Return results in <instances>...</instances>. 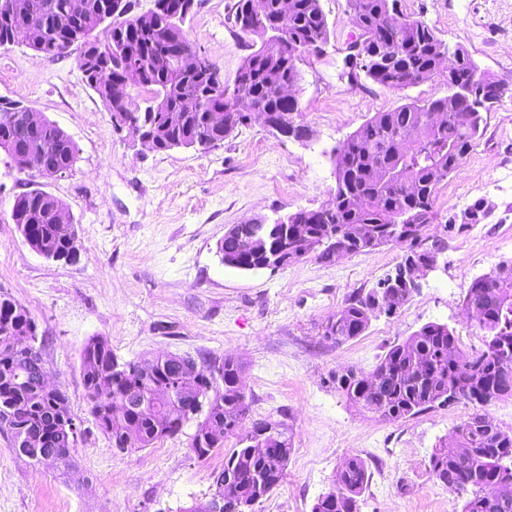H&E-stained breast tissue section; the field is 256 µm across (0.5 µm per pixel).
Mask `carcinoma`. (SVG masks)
<instances>
[{
    "instance_id": "obj_1",
    "label": "carcinoma",
    "mask_w": 512,
    "mask_h": 512,
    "mask_svg": "<svg viewBox=\"0 0 512 512\" xmlns=\"http://www.w3.org/2000/svg\"><path fill=\"white\" fill-rule=\"evenodd\" d=\"M112 0H84L78 69L91 78L106 74L110 86L93 90L111 116H128L165 146L190 148L201 138L221 143L243 122L235 117L239 102L277 119L303 118L294 95L282 93L299 79L297 63L318 55L330 40L321 0H235L228 20L247 17L241 33L259 45L244 60L232 84L224 83L218 67L191 71L176 54L194 53L184 24L183 0H166L161 11L132 13L125 0L104 24L102 13ZM399 0H347L353 24L360 31L359 67L367 78L388 89L403 90L445 76L448 94L435 100H411L388 112H377L333 153L336 186L318 209L284 217L274 235H288L301 244L296 260L311 257L324 264L340 259L331 240L347 255L395 244L404 249L403 266H431L444 241L422 246L436 219L439 185L456 171L482 135L484 113L508 91L481 71L463 48L443 74L448 45L419 18L398 24ZM17 43L50 58L66 55L75 22L71 0H20ZM107 44L113 53H97ZM140 79L149 97L137 103L129 93L112 97V86L124 82L128 68ZM224 108L228 128L214 127L207 113L192 110L186 101ZM20 102L0 98V149L19 163L24 155L42 154L41 176L70 170L76 162L75 142L53 122L32 125ZM61 202L40 187L16 196L12 206L28 245L65 260L75 261L74 224L61 222ZM486 217L480 202L448 218L452 230L463 231ZM252 224H236L218 245L224 265L250 271L259 261L269 233ZM411 298L400 288L358 291L345 300L323 327V336L336 344L356 339L373 315L395 312ZM476 309L487 332L484 348L466 353L445 323L423 325L401 342L389 344L373 369H346L332 376L336 390L356 409L389 421L410 418L448 402L468 400L475 408L456 427V449L443 441L429 459L431 475L456 495L455 512H512V432L502 430L485 411L489 403L512 397V262L475 278L464 298ZM38 326L15 300L0 296V432L14 439L34 440L31 448H17L38 463L65 469L72 465L71 449L79 435L68 429V397L59 389L44 390L35 380L34 357L41 354L34 339ZM147 376L126 370L109 342L90 338L81 351V373L90 413L120 450L147 448L182 432L198 419L189 447L197 457L209 455L224 439L236 446L224 454L212 487L228 482L236 494L231 512L268 496L282 482L292 448L289 427L270 417L253 421V431H239L249 403L239 381L241 364L226 357L213 360L205 383L188 379L178 356L151 361ZM368 466L358 455L338 470L332 487L313 504L311 512H359L368 484Z\"/></svg>"
}]
</instances>
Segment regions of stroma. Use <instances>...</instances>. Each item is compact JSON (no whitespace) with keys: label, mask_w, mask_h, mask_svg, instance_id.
Here are the masks:
<instances>
[{"label":"stroma","mask_w":512,"mask_h":512,"mask_svg":"<svg viewBox=\"0 0 512 512\" xmlns=\"http://www.w3.org/2000/svg\"><path fill=\"white\" fill-rule=\"evenodd\" d=\"M232 2L195 0L184 25L228 83L253 43L227 24ZM321 4L331 38L322 56L300 61L293 89L309 127L303 140L255 122L208 149L136 146L114 129L75 55L0 48V97L42 113L78 147L72 170L50 178L19 170L0 151V295L36 320L49 382L67 395L85 431L65 473L17 454L0 434V512H182L209 498L211 474L234 439L197 457L190 421L178 436L116 452L89 411L81 379L80 354L93 336L106 338L123 360L173 354L243 364L250 405L243 427L270 416L292 429L285 476L252 512H311L353 455L370 472L360 512H451L454 497L432 478L428 462L472 404L385 421L353 408L331 377L347 367L372 369L386 345L429 322L448 324L462 351L483 346L486 333L466 318L463 298L476 277L512 261V0H400L404 13L463 47L509 92L445 181L447 198L435 202L429 232L445 237L436 269L396 314L377 315L362 336L340 345L323 337L324 323L350 294L394 273L401 247L244 272L224 266L217 245L232 225L319 208L336 185L332 153L349 135L375 113L409 98L443 97L448 86L436 78L392 91L363 73L349 75L347 44L359 31L347 0ZM33 184L55 196L75 224V262L40 256L13 223L15 197ZM477 202L487 208L482 224L444 233L450 215Z\"/></svg>","instance_id":"1"}]
</instances>
